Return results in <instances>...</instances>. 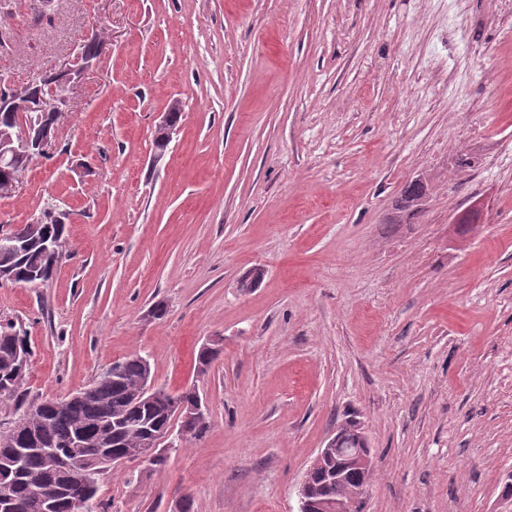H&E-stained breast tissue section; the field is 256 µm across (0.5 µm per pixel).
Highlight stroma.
Here are the masks:
<instances>
[{
	"mask_svg": "<svg viewBox=\"0 0 512 512\" xmlns=\"http://www.w3.org/2000/svg\"><path fill=\"white\" fill-rule=\"evenodd\" d=\"M53 7L0 14L5 86L105 43L65 87L57 149L0 198L8 223L54 203L68 230L47 284L0 282V325L27 331L30 399L139 354L209 422L162 468L101 476L109 512H299L348 421L364 512H512V0ZM415 179L424 214L390 223Z\"/></svg>",
	"mask_w": 512,
	"mask_h": 512,
	"instance_id": "obj_1",
	"label": "stroma"
}]
</instances>
